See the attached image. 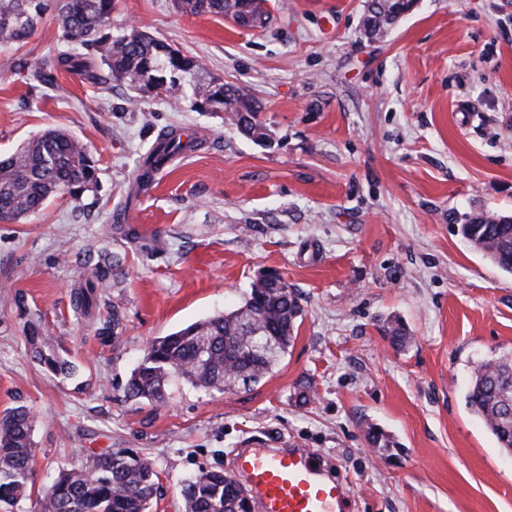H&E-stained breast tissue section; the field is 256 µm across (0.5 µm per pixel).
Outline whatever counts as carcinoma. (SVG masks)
<instances>
[{"instance_id": "obj_1", "label": "carcinoma", "mask_w": 512, "mask_h": 512, "mask_svg": "<svg viewBox=\"0 0 512 512\" xmlns=\"http://www.w3.org/2000/svg\"><path fill=\"white\" fill-rule=\"evenodd\" d=\"M376 8L363 19L366 35L387 30L403 12L399 0H372ZM114 0H0V47L20 46L49 11L61 21V41L86 49L58 52L29 73L31 89L56 86L54 72H80L95 84L109 80L131 92L137 106L146 96L186 84L192 107L207 112L224 108L226 119L245 136L263 141L258 105L244 87L228 86L208 76L201 63L147 31L132 27L119 37L108 33ZM186 15H220L262 25L270 18L268 0H174ZM197 148L194 138L177 130L162 132L140 156L132 194L148 186L155 174L179 154ZM98 185V168L87 146L66 130L47 128L13 152L0 155V221L19 222L42 211L50 199L65 193L75 203ZM501 219L495 213L464 216L460 232L502 270L512 273V224L501 231L486 228ZM119 261L105 255L71 284L73 312L83 323L101 320V291L118 276ZM302 308L294 289L280 277L273 288L258 277L239 305L214 313L176 332L152 339L141 363L130 374L126 396L164 404L170 386L180 380L193 388L224 393L257 384L273 372L288 353ZM34 357L55 374L73 372L71 361L51 349V340L37 322L26 327ZM466 405L483 421L499 447L512 453V356L491 358L474 371ZM35 414L19 405L0 418V505L13 507L31 498L36 449ZM240 483L221 469H207L184 481V512H241L236 493ZM160 491L154 465L123 448L89 453L62 471L36 497V512H149Z\"/></svg>"}]
</instances>
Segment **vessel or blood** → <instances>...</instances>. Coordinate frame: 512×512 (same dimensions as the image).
Listing matches in <instances>:
<instances>
[{"label": "vessel or blood", "mask_w": 512, "mask_h": 512, "mask_svg": "<svg viewBox=\"0 0 512 512\" xmlns=\"http://www.w3.org/2000/svg\"><path fill=\"white\" fill-rule=\"evenodd\" d=\"M235 472L259 512H341L347 480L325 471L304 448H250L236 457Z\"/></svg>", "instance_id": "1"}]
</instances>
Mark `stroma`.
<instances>
[{
  "instance_id": "1",
  "label": "stroma",
  "mask_w": 512,
  "mask_h": 512,
  "mask_svg": "<svg viewBox=\"0 0 512 512\" xmlns=\"http://www.w3.org/2000/svg\"><path fill=\"white\" fill-rule=\"evenodd\" d=\"M367 4L270 0L271 23L248 30L172 0H116L112 35L146 25L245 87L263 142L178 89L136 111L122 84L76 73L31 90L16 64L55 52L56 13L0 49V154L61 127L99 168L81 205L59 196L0 223V416H40L34 490L82 452L129 448L159 473L150 512H184L185 480L231 471L234 449L258 442L330 460L346 512H512V453L465 403L477 364L512 355V275L458 223L512 214V0H418L374 39ZM170 129L198 149L131 197L139 155ZM103 254L122 271L101 298L103 319H119L107 336L76 319L69 294ZM268 271L303 309L270 377L224 394L178 382L160 406L125 398L150 340L238 304ZM31 321L74 374L39 364ZM371 426L394 447H370Z\"/></svg>"
}]
</instances>
